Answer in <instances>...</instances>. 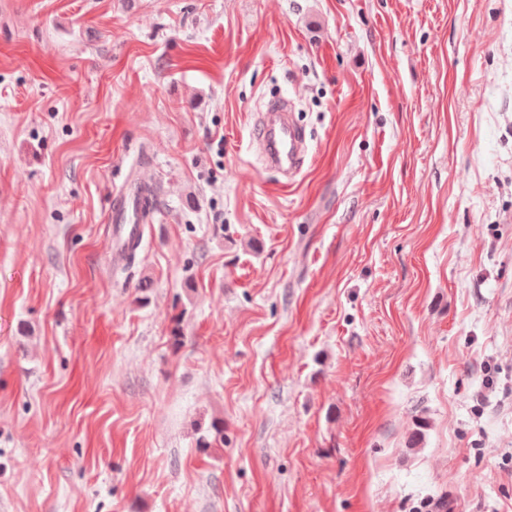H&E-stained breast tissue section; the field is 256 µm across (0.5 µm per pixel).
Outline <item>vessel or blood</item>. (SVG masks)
Returning a JSON list of instances; mask_svg holds the SVG:
<instances>
[{
    "instance_id": "b4317fda",
    "label": "vessel or blood",
    "mask_w": 512,
    "mask_h": 512,
    "mask_svg": "<svg viewBox=\"0 0 512 512\" xmlns=\"http://www.w3.org/2000/svg\"><path fill=\"white\" fill-rule=\"evenodd\" d=\"M255 141L260 148L266 167L277 169L286 175L299 173L308 160L306 136L292 119L287 103L269 105L264 120L257 126ZM136 200L121 195L112 205L109 222L112 226V263L120 265L127 260L131 249L139 247L144 224L135 216Z\"/></svg>"
}]
</instances>
